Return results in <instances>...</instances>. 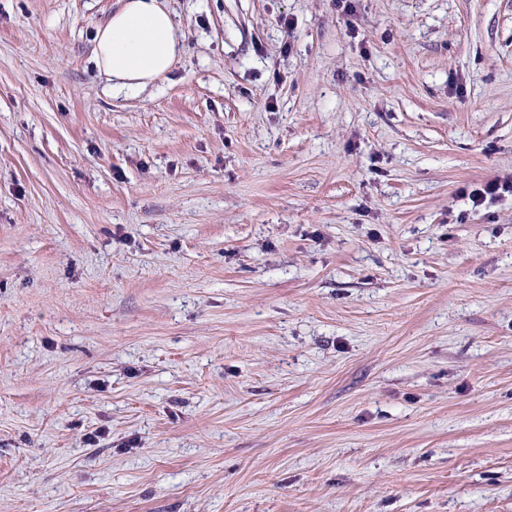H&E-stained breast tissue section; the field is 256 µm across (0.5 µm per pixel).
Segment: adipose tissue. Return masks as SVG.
Instances as JSON below:
<instances>
[{"mask_svg":"<svg viewBox=\"0 0 512 512\" xmlns=\"http://www.w3.org/2000/svg\"><path fill=\"white\" fill-rule=\"evenodd\" d=\"M180 47L161 0H123L98 30L94 58L113 86L137 93L171 69Z\"/></svg>","mask_w":512,"mask_h":512,"instance_id":"adipose-tissue-1","label":"adipose tissue"}]
</instances>
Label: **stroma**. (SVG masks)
<instances>
[{"mask_svg": "<svg viewBox=\"0 0 512 512\" xmlns=\"http://www.w3.org/2000/svg\"><path fill=\"white\" fill-rule=\"evenodd\" d=\"M0 0V512H512V0ZM121 1L97 32L94 58L112 78V88L137 93L171 69L181 41L160 0ZM460 193L467 196L476 207L486 199L496 200L506 193L512 195V176L496 177L470 188H461Z\"/></svg>", "mask_w": 512, "mask_h": 512, "instance_id": "obj_1", "label": "stroma"}]
</instances>
